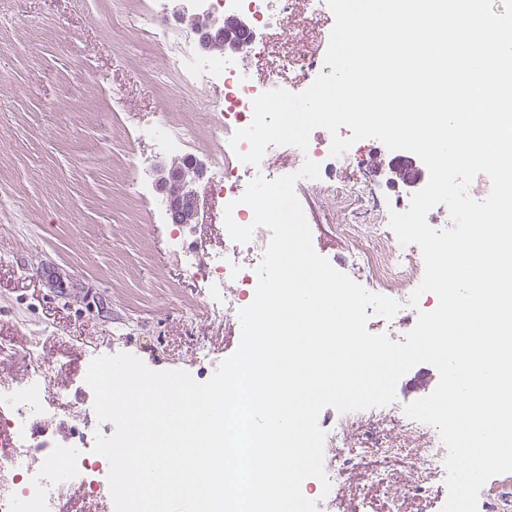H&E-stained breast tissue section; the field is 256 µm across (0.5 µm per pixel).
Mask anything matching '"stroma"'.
<instances>
[{"label": "stroma", "instance_id": "1", "mask_svg": "<svg viewBox=\"0 0 512 512\" xmlns=\"http://www.w3.org/2000/svg\"><path fill=\"white\" fill-rule=\"evenodd\" d=\"M146 0H0V378L29 371L30 337L41 339L50 391L74 388L88 357L113 344L154 371L195 360L197 337L213 357L231 356L238 337L207 311L202 284L168 247L158 221L155 170L170 165L135 139L137 119L161 115L191 133V154L221 151L207 119L206 92L164 76V51L129 24ZM333 15L308 18L274 37L252 65L316 51ZM197 222L184 242L224 245V201L196 186ZM315 250L340 244L334 226L360 212L302 199Z\"/></svg>", "mask_w": 512, "mask_h": 512}]
</instances>
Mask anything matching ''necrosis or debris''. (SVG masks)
Wrapping results in <instances>:
<instances>
[{"mask_svg":"<svg viewBox=\"0 0 512 512\" xmlns=\"http://www.w3.org/2000/svg\"><path fill=\"white\" fill-rule=\"evenodd\" d=\"M214 18L241 16L250 23L242 48L211 56L198 50L195 40L174 39L165 12L166 0H150L149 9L137 25L167 56V72L184 84L210 93L211 120L224 137L248 127L253 102L264 92L282 88L299 92L301 80H315L326 66L320 55H282L264 77H255L248 66L252 56L264 53L271 32L284 30L300 12L328 14L327 0H203ZM331 140L317 135L307 150L292 145H271L259 164L241 161L248 142L225 146L210 177L213 194L234 203L233 218L242 226H253L252 209L241 198L256 176L272 180L298 172L305 159L320 165V177L302 179L296 191L340 198L361 186L366 204V222L336 225L343 244L337 257L361 286L401 302L391 327L413 328L418 311L434 310L438 299L424 294L418 307L407 301L419 285L424 264L417 245H401L390 228L391 211L409 206L418 185H398L376 180L371 172L355 174L348 155L330 154ZM248 242L225 238L222 251L199 257L197 251L173 242L172 250L194 276L202 279L212 316L225 324H240L239 312L249 306L258 284L270 232L253 227ZM32 365L23 381L0 379V413L11 411L6 424L15 446L0 453V512H64L69 492H90L110 497L108 467L94 454L95 435L87 428L62 442H49L34 435L35 419L54 415L64 406L63 396L46 393V376L39 363L38 347H31ZM403 399L378 407L341 413L325 408L318 423L325 431L323 466L330 482L304 481L302 491L317 502L318 512H441L448 496L446 458L448 449L438 430L409 418Z\"/></svg>","mask_w":512,"mask_h":512,"instance_id":"obj_1","label":"necrosis or debris"}]
</instances>
